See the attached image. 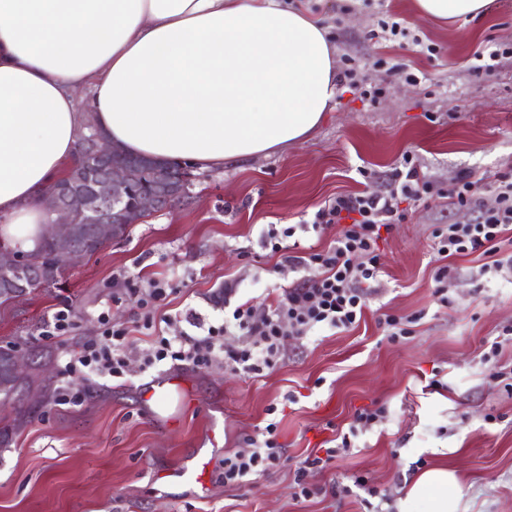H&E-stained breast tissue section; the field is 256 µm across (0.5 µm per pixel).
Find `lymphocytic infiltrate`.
I'll use <instances>...</instances> for the list:
<instances>
[{"label": "lymphocytic infiltrate", "mask_w": 512, "mask_h": 512, "mask_svg": "<svg viewBox=\"0 0 512 512\" xmlns=\"http://www.w3.org/2000/svg\"><path fill=\"white\" fill-rule=\"evenodd\" d=\"M393 187L380 194L336 195L314 214L312 229L335 228L336 237L327 248L300 255L284 253L282 242L293 237L295 227L269 225L264 241L281 256V267L299 273L298 282L273 299L267 312L255 314L248 304L236 306L221 326L205 325L195 314H187V329L175 330L161 338L149 363L167 359L195 364L223 360L225 365L247 373L260 374L280 358L285 337H306L315 330H347L361 319L369 290L381 273L378 242L381 232L404 217L403 202L437 195L436 184L405 156L396 170ZM512 233V175L497 180L495 202L472 222L448 224L434 232L437 253L447 258L472 253L493 255L491 272L512 273V256L497 253L506 233ZM238 333L246 336L245 346L226 350L216 339ZM127 332L116 328L111 343L86 342L70 352L64 370L89 376H120L124 368L123 348ZM275 424L266 427L264 440L248 439L247 446L224 460V482L235 485L248 475L277 465L282 447L275 436Z\"/></svg>", "instance_id": "1"}]
</instances>
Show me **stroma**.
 <instances>
[{"label": "stroma", "instance_id": "obj_1", "mask_svg": "<svg viewBox=\"0 0 512 512\" xmlns=\"http://www.w3.org/2000/svg\"><path fill=\"white\" fill-rule=\"evenodd\" d=\"M390 15L404 19L407 37H372ZM311 16L328 27L337 53L356 58L362 78L382 87L376 101L339 93L305 141L220 170L194 169L183 198L70 268L63 285L0 307V345L53 356L39 406L21 416L0 406V418L16 422L0 449V512H398L415 474L436 464L457 473L465 512H512V279L482 273L487 259L476 252L446 261L447 303L433 281L446 263L434 230L492 206L495 179L512 171V59L487 76L474 57L488 41L512 40V0H493L486 15L466 22L422 18L414 0H317ZM422 41L437 56L421 53ZM379 57L386 68L375 67ZM392 66L418 83L389 75ZM407 152L440 187L465 172L484 186L469 210L443 197L407 204L379 243L383 274L356 328L286 337L279 363L258 375L220 362L143 368L166 326L142 329L129 280L167 282L159 312L171 317L193 311L218 326L228 301L264 313L297 280L263 246L264 225L311 221L339 194L387 191ZM231 280L239 287L228 300ZM61 310L72 327L47 335ZM385 314L419 320L393 339L379 323ZM108 324L129 332L125 375H64L68 353ZM170 379L185 398L158 408L145 390ZM65 393L80 402L61 403ZM376 408L382 416L352 437L348 454L322 470L306 466L348 433L357 411ZM271 423L280 464L225 484V457ZM203 462L205 486L169 476ZM302 486L309 496H298Z\"/></svg>", "mask_w": 512, "mask_h": 512}]
</instances>
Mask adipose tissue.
<instances>
[{
	"mask_svg": "<svg viewBox=\"0 0 512 512\" xmlns=\"http://www.w3.org/2000/svg\"><path fill=\"white\" fill-rule=\"evenodd\" d=\"M492 0H414L476 18ZM338 92L327 29L287 0H0V238L33 249L87 123L123 150L199 168L304 139ZM440 465L400 512H459Z\"/></svg>",
	"mask_w": 512,
	"mask_h": 512,
	"instance_id": "ef3b65f1",
	"label": "adipose tissue"
}]
</instances>
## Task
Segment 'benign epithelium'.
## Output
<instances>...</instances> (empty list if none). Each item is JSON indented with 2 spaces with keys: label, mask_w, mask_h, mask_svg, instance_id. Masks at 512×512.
<instances>
[{
  "label": "benign epithelium",
  "mask_w": 512,
  "mask_h": 512,
  "mask_svg": "<svg viewBox=\"0 0 512 512\" xmlns=\"http://www.w3.org/2000/svg\"><path fill=\"white\" fill-rule=\"evenodd\" d=\"M83 140V154L95 161L84 170L88 187L77 186L73 175L57 181L48 191L56 220L44 226V236L53 238L58 249L53 263L64 270L87 257L78 241L89 233L101 242L119 239L118 228L136 224L146 214L170 206L188 190L192 174L174 171L157 158L117 156L116 145L100 133L93 124ZM150 166L155 172L150 187L142 191L134 204L126 203L130 194L131 169ZM35 258L30 251L6 245L0 246V272L8 275L10 294L19 299L27 295L26 282L32 277ZM27 362L21 349L0 348V393L9 392L10 378L23 372Z\"/></svg>",
  "instance_id": "1"
}]
</instances>
